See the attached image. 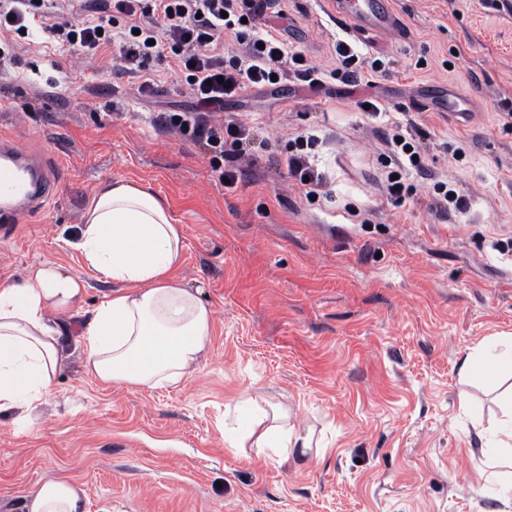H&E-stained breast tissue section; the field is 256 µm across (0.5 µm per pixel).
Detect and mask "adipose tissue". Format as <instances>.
Returning <instances> with one entry per match:
<instances>
[{"instance_id":"1","label":"adipose tissue","mask_w":512,"mask_h":512,"mask_svg":"<svg viewBox=\"0 0 512 512\" xmlns=\"http://www.w3.org/2000/svg\"><path fill=\"white\" fill-rule=\"evenodd\" d=\"M72 246L88 269L113 283L79 332L84 367L106 383L155 388L196 373L212 336V310L201 291L177 276L182 228L149 187L100 186ZM86 283L69 266L40 263L0 284V413L30 420L53 393L63 367L66 318L79 315ZM257 448L292 456L309 449L293 429L250 423ZM84 491L66 477L41 482L27 512H81Z\"/></svg>"}]
</instances>
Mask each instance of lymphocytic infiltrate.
Segmentation results:
<instances>
[{
    "label": "lymphocytic infiltrate",
    "mask_w": 512,
    "mask_h": 512,
    "mask_svg": "<svg viewBox=\"0 0 512 512\" xmlns=\"http://www.w3.org/2000/svg\"><path fill=\"white\" fill-rule=\"evenodd\" d=\"M282 0H0V31L17 33L40 24L51 42L76 49L85 60L96 59L112 44L140 79L139 92L152 90L148 65L169 52L174 73L195 100L191 112L162 113L158 124L182 139L202 143L213 171L236 182L231 167L250 138L246 123L221 119L224 101L253 88L272 86L274 79L294 75L309 87L320 85V72L304 53L290 49L268 16L284 17ZM332 79L357 84L361 71L379 78V60L360 58L355 48L337 41ZM314 136L299 135L283 158L288 180L304 196H320L325 181L308 154Z\"/></svg>",
    "instance_id": "lymphocytic-infiltrate-1"
}]
</instances>
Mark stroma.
<instances>
[{
  "label": "stroma",
  "instance_id": "stroma-1",
  "mask_svg": "<svg viewBox=\"0 0 512 512\" xmlns=\"http://www.w3.org/2000/svg\"><path fill=\"white\" fill-rule=\"evenodd\" d=\"M406 35L355 41L381 59L374 86L287 77L251 89L224 113L252 126L225 186L202 145L158 129L168 111H194L168 57L150 64V94L121 67L118 47L92 65L45 46L0 80V136L38 155L56 197L16 230H0V283L41 261L71 266L100 303L111 282L69 245L100 184L147 185L184 237L179 277L213 312L203 368L178 385L136 388L88 374L71 333L53 397L33 425L0 413V512H25L44 479L82 484L83 512H512V465L479 451L512 399V376L467 382L463 358L486 337L512 335V8L480 0H392ZM283 39L327 70L346 39L328 0H285ZM77 81L50 93L62 75ZM474 100L453 116L424 104L434 87ZM373 98L382 114L357 102ZM424 128L426 167L406 168L401 205L375 183L397 126ZM332 194L307 201L287 187L282 159L303 132ZM454 181L467 211L441 222L435 180ZM473 402L460 406L461 395ZM283 405L312 450L283 460L226 448L242 402Z\"/></svg>",
  "mask_w": 512,
  "mask_h": 512
}]
</instances>
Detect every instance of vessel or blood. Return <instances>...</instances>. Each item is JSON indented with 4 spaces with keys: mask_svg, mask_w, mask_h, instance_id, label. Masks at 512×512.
Here are the masks:
<instances>
[{
    "mask_svg": "<svg viewBox=\"0 0 512 512\" xmlns=\"http://www.w3.org/2000/svg\"><path fill=\"white\" fill-rule=\"evenodd\" d=\"M332 7L353 38L368 33L403 34L389 0H332ZM54 188L46 169L30 162L24 147L11 138L0 140V224L5 229H13L33 205L47 201Z\"/></svg>",
    "mask_w": 512,
    "mask_h": 512,
    "instance_id": "obj_1",
    "label": "vessel or blood"
}]
</instances>
